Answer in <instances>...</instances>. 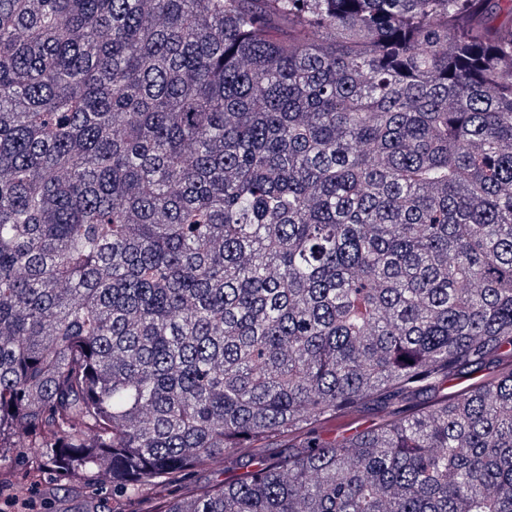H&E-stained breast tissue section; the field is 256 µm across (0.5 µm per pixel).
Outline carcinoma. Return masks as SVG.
Wrapping results in <instances>:
<instances>
[{
  "label": "carcinoma",
  "mask_w": 512,
  "mask_h": 512,
  "mask_svg": "<svg viewBox=\"0 0 512 512\" xmlns=\"http://www.w3.org/2000/svg\"><path fill=\"white\" fill-rule=\"evenodd\" d=\"M502 12L0 0V463L28 459L0 500L243 454L237 482L149 512H512ZM395 408L373 405L358 417H345L337 421H330L320 432L321 437L326 440H334L336 437H347L357 432L368 430L373 428L382 419L391 415Z\"/></svg>",
  "instance_id": "cac0c4a2"
}]
</instances>
